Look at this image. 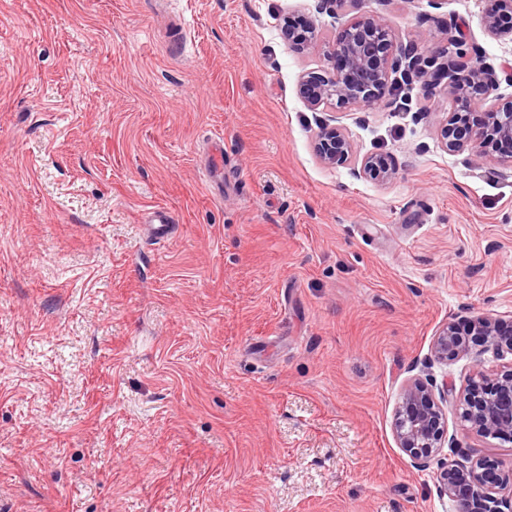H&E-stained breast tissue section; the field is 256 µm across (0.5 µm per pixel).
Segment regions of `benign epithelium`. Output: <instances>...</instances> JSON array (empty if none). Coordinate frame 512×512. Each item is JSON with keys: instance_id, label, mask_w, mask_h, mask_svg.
<instances>
[{"instance_id": "benign-epithelium-1", "label": "benign epithelium", "mask_w": 512, "mask_h": 512, "mask_svg": "<svg viewBox=\"0 0 512 512\" xmlns=\"http://www.w3.org/2000/svg\"><path fill=\"white\" fill-rule=\"evenodd\" d=\"M488 34L512 39V0H497V8L482 16ZM288 44L303 48L317 40L315 30L297 31L283 26ZM454 51L445 62L437 57L423 58L397 39L380 15L354 17L337 33L329 45L334 61L333 72L310 73L299 81V94L307 106H365L382 98L389 89L391 75L401 72L407 81L417 80L431 86L441 77L455 81L454 74L467 71V80L456 84L452 111L438 125L442 145L450 151L468 148L482 159L487 150L512 167V101L474 121L473 108L495 91L489 80L492 66L477 52L452 41ZM316 152L326 164L345 161L352 146L336 128H321ZM362 171L377 181L392 175L388 158L374 154L364 158ZM476 337L487 350L512 354V325L489 315L469 321L462 333L451 322L435 335L432 352L436 359L470 354V337ZM448 384L439 392L419 381H412L403 391L395 411L393 434L398 448L418 467L437 462L436 482L439 493L457 505V512H512V463L486 456L463 455V460L440 457L446 441L442 403L447 401ZM460 418L493 439L512 442V368L488 376L477 372L468 379L459 397Z\"/></svg>"}]
</instances>
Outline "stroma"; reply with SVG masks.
Wrapping results in <instances>:
<instances>
[{
    "label": "stroma",
    "instance_id": "1",
    "mask_svg": "<svg viewBox=\"0 0 512 512\" xmlns=\"http://www.w3.org/2000/svg\"><path fill=\"white\" fill-rule=\"evenodd\" d=\"M489 5L0 0V512H456L394 439L414 377L452 386L453 448L512 460L457 398L512 356L431 353L447 322H512V167L442 146L448 80L340 109L297 90L375 13L422 56L458 32L512 66ZM316 152L325 164L334 165L345 161L352 146L336 127H322L316 142ZM362 171L368 177L377 181H385L392 175V168L388 158L382 154H374L364 158Z\"/></svg>",
    "mask_w": 512,
    "mask_h": 512
}]
</instances>
